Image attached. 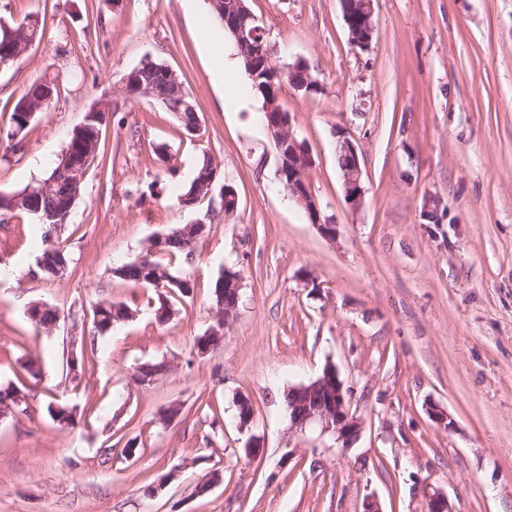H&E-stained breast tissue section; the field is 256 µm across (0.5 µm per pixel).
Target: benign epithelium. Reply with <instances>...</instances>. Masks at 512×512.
<instances>
[{
  "instance_id": "obj_1",
  "label": "benign epithelium",
  "mask_w": 512,
  "mask_h": 512,
  "mask_svg": "<svg viewBox=\"0 0 512 512\" xmlns=\"http://www.w3.org/2000/svg\"><path fill=\"white\" fill-rule=\"evenodd\" d=\"M215 8L220 10L221 19L227 27L236 43L239 54L247 62L261 61L265 68H275L277 64L273 59L270 47L265 45L262 38L263 28L259 19L246 7L245 0H211ZM342 4V18L348 32L350 44L362 51L371 48L375 30L365 28L358 24L357 18L348 9L349 0H340ZM13 30H8L6 41L11 43V50L0 56L4 62L16 61L21 58L32 45L31 39H14ZM303 62L298 60L288 65L282 73L293 78L296 74H303V80L295 81V90L309 94L317 86L316 81L307 76V71L301 69ZM150 74L156 78H166L170 81V96L183 99L184 106L188 110L194 109L190 94L185 91L172 68L165 64H156L148 59L135 68L131 74L124 78L122 90L133 89V95L140 98L150 96L152 92V80L142 81L141 77ZM278 101L265 103L264 110L267 117L266 129L275 142L279 154H288V171L278 168V179L288 177V194L305 209L311 217V223L315 224L321 233L331 238L336 228L333 224L321 222L318 206L309 191L307 177L315 166V160L309 148L301 146L296 140L290 121L283 117V113L273 111ZM349 154L348 165L342 171V187L344 198L353 211L359 210L364 202V189L362 187V169L356 146L347 138H342ZM92 163V153L86 152L75 158L68 152H63L59 166L54 176L39 185L35 192L41 195H52L56 186L62 181L68 182L74 192L63 201L60 213L70 212L76 199L79 197V188L84 182L86 171ZM220 200L224 201V217H232L238 207V196L235 189L226 185L221 189ZM297 396L303 399L306 411L300 416H294L290 420V429L301 431L307 426L317 424L323 432H332L336 440L347 446L359 435L362 422L350 413L348 390L344 388L335 368L326 367L321 376L307 385L294 387ZM427 512H448V499L442 490L436 489L426 493Z\"/></svg>"
}]
</instances>
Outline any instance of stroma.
<instances>
[{"instance_id": "35a3bbf8", "label": "stroma", "mask_w": 512, "mask_h": 512, "mask_svg": "<svg viewBox=\"0 0 512 512\" xmlns=\"http://www.w3.org/2000/svg\"><path fill=\"white\" fill-rule=\"evenodd\" d=\"M248 4L276 62L305 61L322 86L306 95L285 83L279 95L315 159L310 190L335 238L279 191V156L244 69L215 79L212 58L237 50L227 34L205 40L208 0H0V24L44 23L40 41L0 66V129L31 83L57 88L22 149L0 148V192L45 178L93 107L128 122L102 129L60 233L63 277L39 272L36 217L0 216V265L14 269L0 280V385H17L27 406L0 418V512H361L368 497L383 512H426L432 489L449 512H512V0H378L366 52L350 45L340 0ZM147 59L193 95L197 134L158 102L125 99L124 77ZM342 136L363 171L355 212L336 162ZM206 155L238 194L232 219L211 198L185 208L149 190L170 176L189 185ZM429 206L438 223L426 222ZM205 217L211 230L191 258H160L195 288L158 323L155 289L111 271L151 236ZM227 269L241 278L237 313L221 349L201 356L195 339ZM103 300L133 316L102 335L91 309ZM36 301L58 309L53 335L31 323ZM71 352L92 360L76 381ZM161 360L165 374L133 385L138 366ZM328 365L362 421L347 447L316 425L288 431L285 393ZM242 397L253 406L245 426ZM52 403L76 426L58 427ZM172 405L182 413L163 425ZM435 406L452 429L429 416ZM249 443L259 455L246 456ZM214 470L221 483L196 496Z\"/></svg>"}]
</instances>
